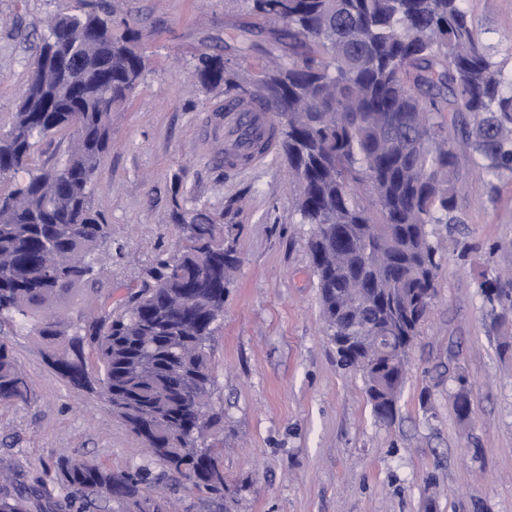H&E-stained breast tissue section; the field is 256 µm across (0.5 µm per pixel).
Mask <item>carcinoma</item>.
I'll use <instances>...</instances> for the list:
<instances>
[{"instance_id": "1", "label": "carcinoma", "mask_w": 512, "mask_h": 512, "mask_svg": "<svg viewBox=\"0 0 512 512\" xmlns=\"http://www.w3.org/2000/svg\"><path fill=\"white\" fill-rule=\"evenodd\" d=\"M267 27L236 25L225 48L236 57L201 56L205 88L224 87L235 102L288 113V128L253 127L252 150L275 141L284 153L300 223L310 224L313 272L326 336L343 338L378 320L398 330L408 350L436 297L439 247L431 224L458 222L460 155L490 176L512 172V75L492 60L463 0H238ZM112 44L101 85L81 81L77 62L92 49L78 31ZM139 32H112L105 8L50 17L37 54L71 55L70 79L30 72L25 97L0 132V327L31 324L53 368L90 384L87 362L102 377L112 414L139 438L147 460L178 474L189 489L231 493L207 434L224 424L212 400L211 342L224 318V269L238 263L224 227L207 211L173 199L185 237L147 268L118 307L77 321L60 304L104 274L95 254L110 236L94 202L95 178L112 143V112L134 97L147 71ZM253 73L256 91L246 87ZM71 138L52 163L35 164L38 139ZM491 307L512 314V278L482 274ZM371 306H357L359 297ZM339 364L363 374L375 416L393 419L407 363L375 356L356 337L337 350ZM31 396L7 336L0 337V405ZM457 417L473 410L467 379L451 395ZM0 512H55L39 491L21 489V471L0 463ZM151 470L112 469L65 458L54 479L80 512H171L150 491Z\"/></svg>"}]
</instances>
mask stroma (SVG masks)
Listing matches in <instances>:
<instances>
[{"label":"stroma","instance_id":"stroma-1","mask_svg":"<svg viewBox=\"0 0 512 512\" xmlns=\"http://www.w3.org/2000/svg\"><path fill=\"white\" fill-rule=\"evenodd\" d=\"M116 30L141 33L150 71L112 116V146L97 173L95 204L112 227L98 251L113 301L184 233L171 218L180 196L207 208L241 263L212 342L213 400L224 409L220 461L233 494L184 488L153 467L180 512H512V347L491 326L481 273L512 267V174L486 178L462 161L459 221L434 225L438 296L409 353L392 422L373 415L360 373L338 368L322 327L317 280L281 152L243 170L224 167V91L196 86L200 55H220L235 0H98ZM504 72H512V0H463ZM80 0H0V129L26 90L44 22ZM9 340L27 375L28 402L0 406V460L26 484L57 494L46 467L86 457L134 468L140 441L103 395L75 386L46 361L30 327ZM473 419L451 405L457 374Z\"/></svg>","mask_w":512,"mask_h":512}]
</instances>
